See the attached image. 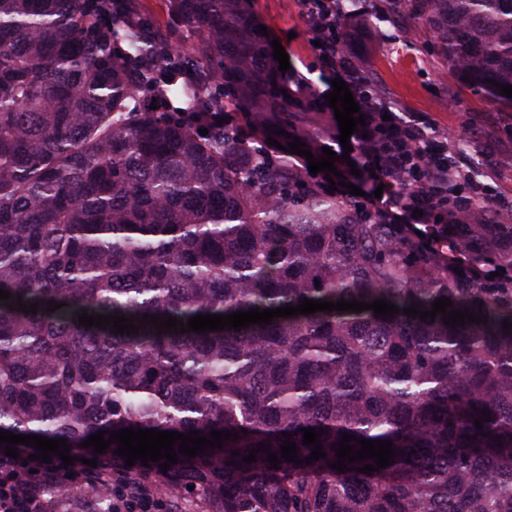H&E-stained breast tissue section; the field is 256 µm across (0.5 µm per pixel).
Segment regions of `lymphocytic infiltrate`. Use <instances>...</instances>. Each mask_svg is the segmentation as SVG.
<instances>
[{
    "label": "lymphocytic infiltrate",
    "instance_id": "obj_1",
    "mask_svg": "<svg viewBox=\"0 0 512 512\" xmlns=\"http://www.w3.org/2000/svg\"><path fill=\"white\" fill-rule=\"evenodd\" d=\"M298 3L319 43L316 53L326 77L348 84L365 119V133L350 137L349 158L362 178L375 174L383 183L381 196L362 198L383 223L400 222L409 232L444 242L449 225L471 223L475 208H482L484 224H500L512 215V196L494 192L460 166L448 149L447 134L423 118L396 111L382 98L351 52L338 0ZM64 471L60 462L0 461V512H58L60 503L48 491ZM172 507L163 490L138 481H126L124 490L112 495V512H171Z\"/></svg>",
    "mask_w": 512,
    "mask_h": 512
}]
</instances>
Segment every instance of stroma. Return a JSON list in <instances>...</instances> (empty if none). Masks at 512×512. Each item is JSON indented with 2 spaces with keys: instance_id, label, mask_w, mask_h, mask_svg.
I'll use <instances>...</instances> for the list:
<instances>
[{
  "instance_id": "35a3bbf8",
  "label": "stroma",
  "mask_w": 512,
  "mask_h": 512,
  "mask_svg": "<svg viewBox=\"0 0 512 512\" xmlns=\"http://www.w3.org/2000/svg\"><path fill=\"white\" fill-rule=\"evenodd\" d=\"M381 0H363L353 19L351 49L387 100L448 134V147L475 173L492 176L499 192L512 195V102L495 100L465 81L432 47L429 31L396 13L380 17ZM249 9L270 39L279 40L292 68L313 87L323 71L295 0H249Z\"/></svg>"
}]
</instances>
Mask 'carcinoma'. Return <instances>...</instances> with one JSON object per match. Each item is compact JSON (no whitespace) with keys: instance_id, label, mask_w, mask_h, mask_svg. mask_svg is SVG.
<instances>
[{"instance_id":"1","label":"carcinoma","mask_w":512,"mask_h":512,"mask_svg":"<svg viewBox=\"0 0 512 512\" xmlns=\"http://www.w3.org/2000/svg\"><path fill=\"white\" fill-rule=\"evenodd\" d=\"M122 0H0V430L63 439L101 430L229 431L222 448L131 477L196 496L199 512H512V224H450L448 258L399 224L178 118L230 105L259 116L314 106L282 91L244 0H169L193 39L180 80L170 39L115 18ZM480 88L512 85V0H392ZM159 90L170 112L142 108ZM501 275L490 278V273ZM37 313L10 309L17 297ZM447 297L485 323L372 310L278 317L239 331L114 334L76 314L227 315L300 301ZM66 303L46 311V302ZM490 420L475 427V419ZM303 428L321 432L312 454ZM348 434L393 442L394 464L339 472ZM501 444H496V437ZM281 456L270 468L257 445ZM114 443L76 486L119 476ZM239 455L232 456L233 451ZM193 489H188V486Z\"/></svg>"}]
</instances>
